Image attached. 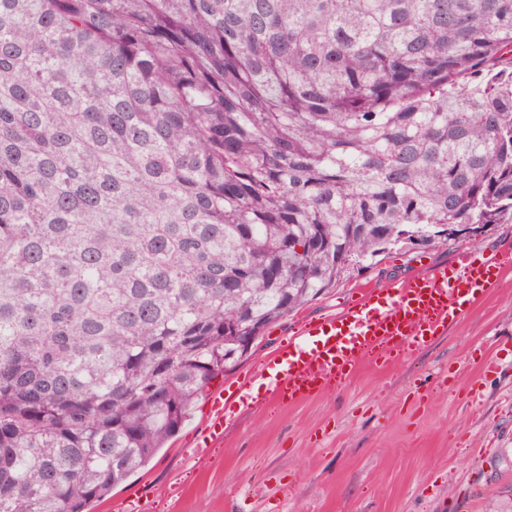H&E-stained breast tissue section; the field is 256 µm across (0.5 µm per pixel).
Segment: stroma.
<instances>
[{
	"label": "stroma",
	"instance_id": "1",
	"mask_svg": "<svg viewBox=\"0 0 512 512\" xmlns=\"http://www.w3.org/2000/svg\"><path fill=\"white\" fill-rule=\"evenodd\" d=\"M512 248V224L438 246L394 247L370 268L270 326L252 355L215 379L232 416L207 433V397L141 472L91 504L114 512H512V271L463 319L387 368H364L335 390L277 402L239 385L303 321L340 313L363 291ZM499 364L483 372L485 360Z\"/></svg>",
	"mask_w": 512,
	"mask_h": 512
}]
</instances>
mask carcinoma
<instances>
[{
  "instance_id": "1",
  "label": "carcinoma",
  "mask_w": 512,
  "mask_h": 512,
  "mask_svg": "<svg viewBox=\"0 0 512 512\" xmlns=\"http://www.w3.org/2000/svg\"><path fill=\"white\" fill-rule=\"evenodd\" d=\"M512 223V0H0V512H84L264 329Z\"/></svg>"
}]
</instances>
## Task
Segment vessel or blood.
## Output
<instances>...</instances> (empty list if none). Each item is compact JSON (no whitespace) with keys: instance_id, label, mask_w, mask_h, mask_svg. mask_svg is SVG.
<instances>
[{"instance_id":"vessel-or-blood-1","label":"vessel or blood","mask_w":512,"mask_h":512,"mask_svg":"<svg viewBox=\"0 0 512 512\" xmlns=\"http://www.w3.org/2000/svg\"><path fill=\"white\" fill-rule=\"evenodd\" d=\"M509 267L508 253L480 260L465 254L455 267L367 291L340 313L303 323L248 379L261 382L273 398L296 401L341 385L362 367L390 366L425 337L458 323Z\"/></svg>"}]
</instances>
